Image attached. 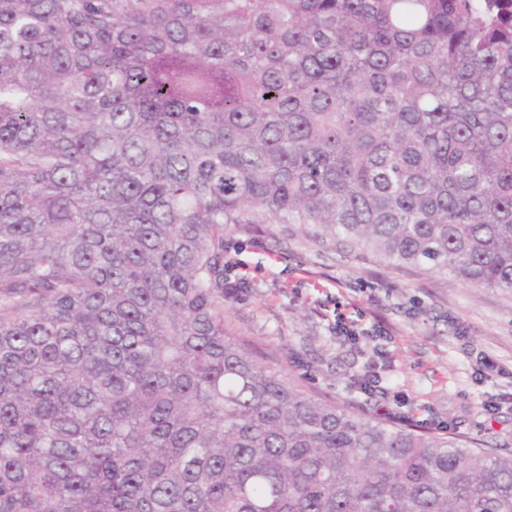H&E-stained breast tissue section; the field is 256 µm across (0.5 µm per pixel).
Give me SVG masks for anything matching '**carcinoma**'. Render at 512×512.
<instances>
[{
	"mask_svg": "<svg viewBox=\"0 0 512 512\" xmlns=\"http://www.w3.org/2000/svg\"><path fill=\"white\" fill-rule=\"evenodd\" d=\"M227 224L511 293L512 0H0V512H512L231 332Z\"/></svg>",
	"mask_w": 512,
	"mask_h": 512,
	"instance_id": "1",
	"label": "carcinoma"
}]
</instances>
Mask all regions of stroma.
I'll list each match as a JSON object with an SVG mask.
<instances>
[{
    "mask_svg": "<svg viewBox=\"0 0 512 512\" xmlns=\"http://www.w3.org/2000/svg\"><path fill=\"white\" fill-rule=\"evenodd\" d=\"M224 298L236 335L321 398L512 450V293L395 266L297 224H231ZM357 321L359 337L337 319ZM368 375L370 391L352 388Z\"/></svg>",
    "mask_w": 512,
    "mask_h": 512,
    "instance_id": "obj_1",
    "label": "stroma"
}]
</instances>
